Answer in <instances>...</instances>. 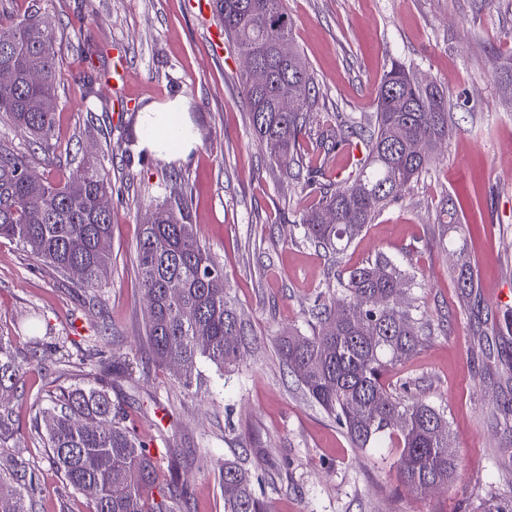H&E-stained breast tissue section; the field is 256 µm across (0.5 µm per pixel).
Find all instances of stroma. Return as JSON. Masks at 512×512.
<instances>
[{"instance_id":"stroma-1","label":"stroma","mask_w":512,"mask_h":512,"mask_svg":"<svg viewBox=\"0 0 512 512\" xmlns=\"http://www.w3.org/2000/svg\"><path fill=\"white\" fill-rule=\"evenodd\" d=\"M194 3L42 0L67 46L54 136L49 145L36 144L0 118V144L55 181L83 155L106 153L121 195L110 200L112 262L102 280V310L89 308L76 277L0 239V336L11 337L21 355L34 325L70 335L73 352L102 350L113 401L156 453L160 488L179 476L191 512H224L219 473L233 461L259 476L267 512H474L488 487L512 498V481L500 472L512 433L493 426L498 408L512 402V343L496 338L499 321L512 314V92L494 72L512 64V0H284L315 86L304 165L324 167L337 182L354 174L361 151L327 156L320 138L335 130L337 113L370 118L391 60L448 95L453 131L435 149L434 163L338 260L304 237L298 215L315 199L279 175L254 140L240 87L243 62L215 49ZM117 56L124 87L99 81L93 98L82 100L91 66L111 67ZM173 101L193 136L174 159L146 151L140 129L142 113ZM177 187L252 338L234 371L199 363L189 389L179 370L146 354L147 308L135 255L140 224ZM449 207L468 227L465 244L478 275L469 307L451 273L456 256L438 245ZM381 252L415 276L402 304L437 327L392 378L448 413L456 474L445 489L408 488L395 449L352 447L277 356L279 337L311 331L313 301L337 267L365 265ZM93 323L105 335L90 341L73 331ZM75 381L49 348L29 365L22 394L12 401L22 456L39 479L36 512H87L88 493L65 488L31 430L37 399L52 384Z\"/></svg>"}]
</instances>
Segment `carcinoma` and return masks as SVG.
Returning <instances> with one entry per match:
<instances>
[{"instance_id": "carcinoma-1", "label": "carcinoma", "mask_w": 512, "mask_h": 512, "mask_svg": "<svg viewBox=\"0 0 512 512\" xmlns=\"http://www.w3.org/2000/svg\"><path fill=\"white\" fill-rule=\"evenodd\" d=\"M32 0L23 15L0 14V66L12 68L16 81L0 85V112L39 144L52 139L54 113L36 112L31 103L54 100L59 88L62 55L42 53L38 38L57 40L53 17ZM284 0H215L224 34L237 53L262 49L270 84L252 86L241 75V88L256 141L286 176L319 195L315 208L300 213L305 237L335 258L372 223L388 204L405 197L411 183L430 162L429 152L448 139V98L439 88L423 87L398 61L378 87L376 112L366 122L336 116V134L321 148L329 156L365 141L366 156L357 176L339 184L322 168L293 170L299 164V138L306 133L307 114L315 100L312 78L298 50L288 64L273 54L276 44L292 42L294 20ZM288 92L298 111L284 112L275 97ZM112 191L102 160L86 155L64 181L54 183L34 174L25 156L0 149V239L16 242L35 258L62 272L82 268L81 285L93 292L92 306L102 307L101 279L111 263L112 211L100 208ZM448 212L438 244L455 246L453 274L465 295L479 287L464 247L463 225ZM188 219V200L175 192L157 204L140 225L137 266L144 297L151 303L146 325L149 358L176 365L189 389L204 359L221 371L240 360L247 335L236 303L224 283V271L202 248ZM175 282L176 292L168 291ZM409 274L387 256L348 271L336 270V285L315 305L316 325L309 336L290 333L277 344L284 365L297 376L305 395L336 418L355 448H376L385 439L399 449L396 467L405 484L417 491L448 487L455 460L448 455L450 424L445 411L408 397L405 385L394 386L391 374L432 336L412 310L401 305V288ZM45 337L31 329L29 349L19 358L12 342L0 336V403L18 391L25 365L39 361ZM60 363L76 365L82 380L60 386L38 404L35 428L44 430L45 450L65 486L77 493L88 486L96 494L87 512H190L187 492L172 482L155 499L158 465L146 444L121 422L109 383L92 372L94 354L75 359L69 337H53ZM94 425H89V422ZM13 411L0 408V447L14 439ZM12 490L0 496V512H35L36 474L11 452L0 455V485ZM224 512H264L252 477L241 465H224L219 477ZM478 512H512L490 490Z\"/></svg>"}]
</instances>
